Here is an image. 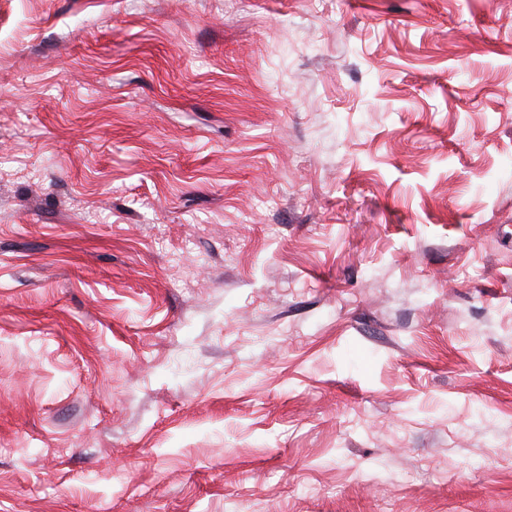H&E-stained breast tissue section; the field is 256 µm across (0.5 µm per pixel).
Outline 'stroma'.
<instances>
[{"label":"stroma","mask_w":512,"mask_h":512,"mask_svg":"<svg viewBox=\"0 0 512 512\" xmlns=\"http://www.w3.org/2000/svg\"><path fill=\"white\" fill-rule=\"evenodd\" d=\"M0 512H512V0H0Z\"/></svg>","instance_id":"stroma-1"}]
</instances>
